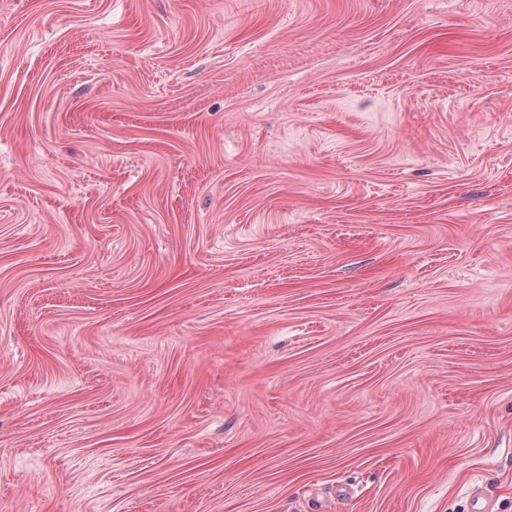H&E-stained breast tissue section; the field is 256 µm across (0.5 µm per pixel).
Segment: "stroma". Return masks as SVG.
Here are the masks:
<instances>
[{
  "mask_svg": "<svg viewBox=\"0 0 512 512\" xmlns=\"http://www.w3.org/2000/svg\"><path fill=\"white\" fill-rule=\"evenodd\" d=\"M512 512V0H0V512Z\"/></svg>",
  "mask_w": 512,
  "mask_h": 512,
  "instance_id": "35a3bbf8",
  "label": "stroma"
}]
</instances>
